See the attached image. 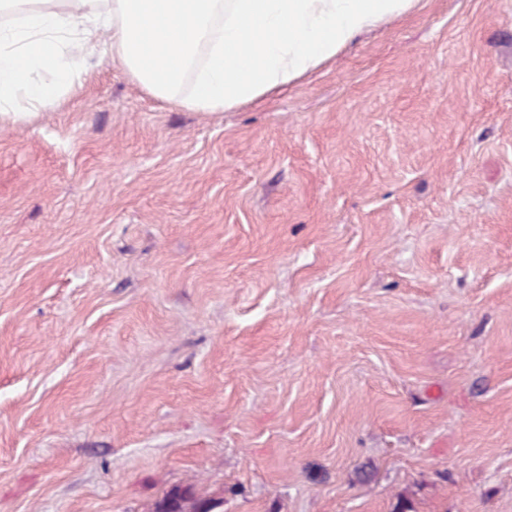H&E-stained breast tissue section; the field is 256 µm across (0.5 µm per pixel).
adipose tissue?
<instances>
[{
  "label": "adipose tissue",
  "mask_w": 512,
  "mask_h": 512,
  "mask_svg": "<svg viewBox=\"0 0 512 512\" xmlns=\"http://www.w3.org/2000/svg\"><path fill=\"white\" fill-rule=\"evenodd\" d=\"M413 0H0V117L119 64L155 98L224 112L316 69Z\"/></svg>",
  "instance_id": "obj_1"
}]
</instances>
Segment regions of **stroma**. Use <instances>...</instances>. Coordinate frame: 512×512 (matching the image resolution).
<instances>
[{
    "label": "stroma",
    "mask_w": 512,
    "mask_h": 512,
    "mask_svg": "<svg viewBox=\"0 0 512 512\" xmlns=\"http://www.w3.org/2000/svg\"><path fill=\"white\" fill-rule=\"evenodd\" d=\"M176 488L512 512V0L224 112L105 61L0 121V512Z\"/></svg>",
    "instance_id": "35a3bbf8"
}]
</instances>
